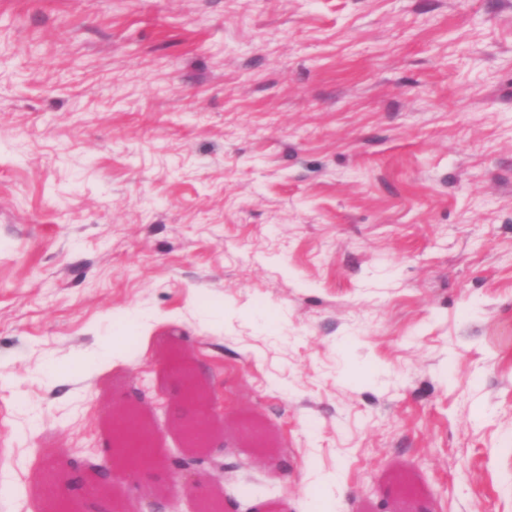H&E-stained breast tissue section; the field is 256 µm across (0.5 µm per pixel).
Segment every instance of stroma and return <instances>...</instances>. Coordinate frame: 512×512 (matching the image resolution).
<instances>
[{"mask_svg":"<svg viewBox=\"0 0 512 512\" xmlns=\"http://www.w3.org/2000/svg\"><path fill=\"white\" fill-rule=\"evenodd\" d=\"M74 460L117 512H512V0H0V512H92ZM170 369L177 377L182 391L183 401L191 406L186 414H180L179 425L182 427L190 447H202L200 437L206 432L209 418V398L199 383L194 369L180 361L171 364ZM193 424H195L193 426ZM129 435L124 430L113 440V457L123 465L125 474L128 478H135L140 464L147 461L148 457L140 460L137 464L131 465L128 463L129 454L125 448H129ZM176 467L181 470L184 477H187L215 469L224 470V462L210 452L191 453L176 462Z\"/></svg>","mask_w":512,"mask_h":512,"instance_id":"35a3bbf8","label":"stroma"}]
</instances>
